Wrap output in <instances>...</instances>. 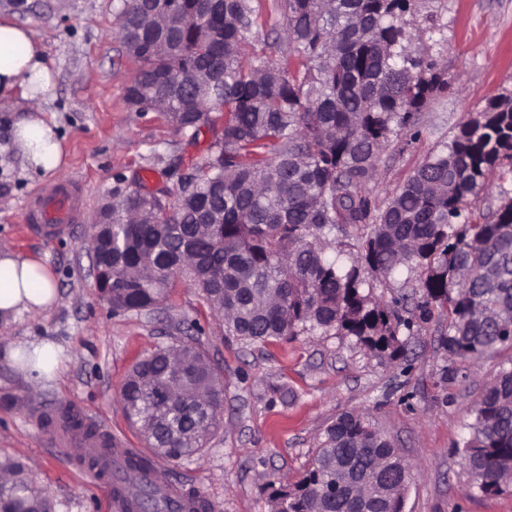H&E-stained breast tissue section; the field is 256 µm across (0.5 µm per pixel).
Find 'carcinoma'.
<instances>
[{
  "label": "carcinoma",
  "mask_w": 512,
  "mask_h": 512,
  "mask_svg": "<svg viewBox=\"0 0 512 512\" xmlns=\"http://www.w3.org/2000/svg\"><path fill=\"white\" fill-rule=\"evenodd\" d=\"M420 0H276L281 22L269 62L248 52L259 27V0H122L116 34L136 42L126 102L138 112L171 113L175 129L196 136L213 125L214 100L224 123L203 165L180 178L174 203L118 186L112 241L99 238L96 286L112 313L151 311L178 279L218 299L212 309L227 336L250 342L290 339L306 331L352 336L392 362L406 351L413 326L448 316V358H480L512 350V198L477 208L489 175L512 176V97L500 98L436 145L404 185L380 205L369 191L381 153L419 134L421 112L448 89L436 16L411 30L405 17ZM155 224L128 218L146 203ZM355 237L346 266L327 253L338 236ZM412 275L411 293L378 299L366 276ZM186 373L210 391L203 408L185 399L165 404L171 374L163 349L139 358L119 398L127 422L139 413H172L192 428L174 441L171 458H201L220 428L224 385L208 353L195 349ZM462 459L471 487L503 491L512 472V356L484 389ZM401 454L359 411L328 425L300 478L272 487V512H359L336 492L333 462L359 468L382 512H399L383 490L403 482ZM151 468L131 459L136 512H179L160 489L137 485ZM0 512H54L25 466L0 460Z\"/></svg>",
  "instance_id": "cac0c4a2"
}]
</instances>
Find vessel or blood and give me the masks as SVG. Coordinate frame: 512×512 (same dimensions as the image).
I'll list each match as a JSON object with an SVG mask.
<instances>
[{"mask_svg":"<svg viewBox=\"0 0 512 512\" xmlns=\"http://www.w3.org/2000/svg\"><path fill=\"white\" fill-rule=\"evenodd\" d=\"M82 202V188L78 180L54 183L34 194L26 210L25 221L44 238L52 240L78 221ZM49 437L55 446L65 450L73 462L86 456L100 455L119 463L132 453L128 441L114 434L110 425L92 419L84 420L79 430L69 426L54 429Z\"/></svg>","mask_w":512,"mask_h":512,"instance_id":"1","label":"vessel or blood"}]
</instances>
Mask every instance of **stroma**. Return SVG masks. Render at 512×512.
Instances as JSON below:
<instances>
[{
	"label": "stroma",
	"instance_id": "35a3bbf8",
	"mask_svg": "<svg viewBox=\"0 0 512 512\" xmlns=\"http://www.w3.org/2000/svg\"><path fill=\"white\" fill-rule=\"evenodd\" d=\"M118 0H0V17L32 27L55 78L42 107L68 150L60 179H78L87 205L70 231L54 240L26 233L24 215L43 182L20 160L0 157V247L33 256L52 271L59 299L52 309L4 325L0 337L48 340L62 352L59 378L29 383L0 358V458H21L55 503V512H106L100 488L68 466L46 429L81 413L125 433L142 447L119 403L135 361L182 339H193L222 369L224 413L202 459L157 460L162 475L185 492L214 501L216 512H269L272 485L296 481L323 430L336 415L365 413L414 466L404 512H512V488L480 495L470 488L461 455L475 402L496 376L504 354L449 360L445 317L415 326L406 361L390 364L335 332L250 342L225 336L196 288L179 285L151 312L112 314L95 285L88 250L90 223L118 178L147 177L148 191L176 189L201 163L214 139L175 132L158 112L125 100L135 69L114 35ZM437 14L446 29L448 89L421 114L419 137L397 141L380 156L371 187L385 203L433 146L490 101L512 96V0H422L410 27ZM459 375L449 379L448 368Z\"/></svg>",
	"mask_w": 512,
	"mask_h": 512
}]
</instances>
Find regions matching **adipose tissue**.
<instances>
[{
    "label": "adipose tissue",
    "instance_id": "ef3b65f1",
    "mask_svg": "<svg viewBox=\"0 0 512 512\" xmlns=\"http://www.w3.org/2000/svg\"><path fill=\"white\" fill-rule=\"evenodd\" d=\"M54 80L45 47L30 27L0 20V108L25 109L15 118L0 153L19 156L40 178L57 175L66 163V148L56 124L47 118L41 101ZM58 300L54 276L34 257L8 247L0 248V321L39 314ZM0 354L20 362L33 382L55 373L60 355L51 342L34 344L6 341Z\"/></svg>",
    "mask_w": 512,
    "mask_h": 512
}]
</instances>
